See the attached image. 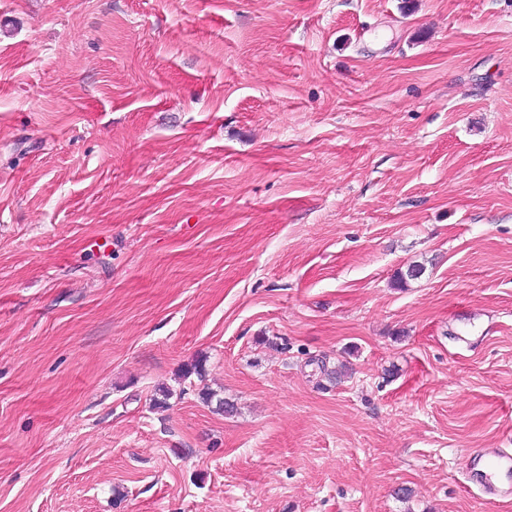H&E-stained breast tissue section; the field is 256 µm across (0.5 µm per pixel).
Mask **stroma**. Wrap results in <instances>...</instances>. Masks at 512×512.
<instances>
[{"label": "stroma", "instance_id": "stroma-1", "mask_svg": "<svg viewBox=\"0 0 512 512\" xmlns=\"http://www.w3.org/2000/svg\"><path fill=\"white\" fill-rule=\"evenodd\" d=\"M498 449L512 0H0V512H512ZM512 472V455L501 452L497 455L489 473L469 474L466 481L469 487H475L483 496L491 499L502 492L499 474L510 475Z\"/></svg>", "mask_w": 512, "mask_h": 512}]
</instances>
